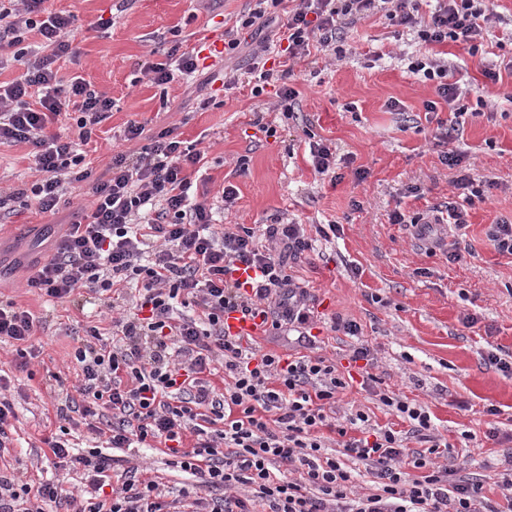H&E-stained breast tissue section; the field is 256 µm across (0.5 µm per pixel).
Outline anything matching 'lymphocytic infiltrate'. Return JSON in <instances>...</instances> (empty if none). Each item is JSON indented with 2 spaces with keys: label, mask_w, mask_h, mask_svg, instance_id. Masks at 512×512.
<instances>
[{
  "label": "lymphocytic infiltrate",
  "mask_w": 512,
  "mask_h": 512,
  "mask_svg": "<svg viewBox=\"0 0 512 512\" xmlns=\"http://www.w3.org/2000/svg\"><path fill=\"white\" fill-rule=\"evenodd\" d=\"M44 2L0 0V51L11 50L24 68L0 86V144L32 145L38 174L30 187L0 193V212L20 199L54 211L67 185L91 181L90 211L69 224L53 256L31 268L26 284L60 301L83 289L100 296L135 285L137 313L113 319L116 340L103 343L91 327L74 350L81 418L111 448L169 444L173 466L218 495L170 497L132 466L111 497L99 498L112 457L95 448L72 453L69 439L56 435L47 444L59 466L83 471L88 491L66 494L54 483L33 490L1 467L0 512H47L51 505L57 512H255L258 502L266 512H512V468L498 483L502 503L485 499L481 483L458 478L445 464L452 450L434 435L424 407L380 393V403L409 422L404 434L371 427L361 410L330 420L337 394L349 385L335 361L265 352L227 333L230 312L261 318L270 334L312 322V297L290 273L313 249L305 225L280 218L256 227L216 225L210 205L191 198L184 173L185 166L200 164V150L168 130L138 155H113L103 175L92 178L79 147L91 141L113 103L82 77L59 79L56 62L73 53L65 34L74 17ZM433 2L424 14L419 0H299L278 38L289 61L309 56L314 43L340 59L346 26L382 14L413 37L417 49L406 57L408 72L432 82L437 100L451 105L461 92L436 47L462 44L477 54L498 17L487 0ZM282 3L256 0L225 31V52L239 48L244 32L270 25ZM33 32L41 37L36 48L26 43ZM196 69L194 54L176 44L165 61L144 65L159 86ZM69 113L76 116V139L50 133V125ZM389 220L411 224L421 238L436 224L458 230L468 224L466 211L450 201L411 217L396 210ZM241 266L255 270V278L231 279L230 271ZM36 327L30 311L11 302L0 306V346L12 347L20 365L36 355ZM217 360L226 375L220 389L206 379ZM102 408L112 412L103 427L94 421ZM329 431L339 437L341 456L363 462L374 475L376 492L352 494V472L325 451ZM410 437L421 450L407 452Z\"/></svg>",
  "instance_id": "f902f5d3"
}]
</instances>
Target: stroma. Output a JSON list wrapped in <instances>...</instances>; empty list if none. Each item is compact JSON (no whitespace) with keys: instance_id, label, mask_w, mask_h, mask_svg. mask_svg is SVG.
Returning <instances> with one entry per match:
<instances>
[{"instance_id":"stroma-1","label":"stroma","mask_w":512,"mask_h":512,"mask_svg":"<svg viewBox=\"0 0 512 512\" xmlns=\"http://www.w3.org/2000/svg\"><path fill=\"white\" fill-rule=\"evenodd\" d=\"M252 0H48L52 11L73 14L68 34L75 56L57 63L62 78L82 76L115 106L87 146L85 165L100 176L113 154L138 153L153 136L169 129L197 145L204 155L201 170L187 169L197 197L207 200L221 224H268L282 217L306 225H339L329 239H318L314 252L291 273L315 295L320 319L312 333L317 341L309 355L334 358L346 365L356 343L373 351L376 388L353 384L338 396L337 411L357 406L372 423L396 430L407 424L382 406L377 391H390L428 408L437 434L453 445L462 478H478L483 493L500 501L498 473L512 453V376L486 365L488 353L512 356V257L496 253L486 238L490 224L512 216V75L489 87L483 71L512 59V0H489L503 19L494 30L493 46L469 54L464 45H448V59L469 90L459 131L450 147L461 158L449 168L434 138L439 123L451 117L446 104L425 109L436 95L429 83L406 70L394 26L376 14L344 31L348 54L336 60L312 51L292 67L287 82L299 92L294 118L275 110L274 88L253 97L247 84L224 88V77L243 73L252 62L255 41L224 54V31L249 9ZM183 50L203 51L198 70L166 85L144 74L146 59L159 62L174 43ZM144 125L141 138L128 141V122ZM275 128L267 136L260 124ZM336 148L334 173L315 172L311 138ZM31 145H0V189L29 184L35 175ZM247 156L248 166L236 160ZM365 171L357 180L356 171ZM495 183L488 198L468 208L469 225L459 239L461 261L449 262L447 248L428 253L407 224L389 215H410L460 195L453 182L463 174ZM233 185L237 199L224 206L221 192ZM417 194H409V187ZM89 182L69 185L57 210L40 212L18 202L10 216L0 217V302H14L41 320L33 343L40 356L27 370L0 363L14 389L17 421L4 461L32 485L59 482L77 490L79 474L55 466L44 440L63 421L59 410L66 392L77 383L71 354L95 326L108 333L112 313L91 295L78 302H56L25 286V264L46 259L45 237L90 209ZM356 320L360 337L332 331L330 318ZM474 317L466 325L465 317ZM61 373L64 391L51 392V373ZM498 416L486 415L488 405ZM498 427L503 442L488 439ZM113 480L129 464L174 494L214 497L197 477L168 466L157 450L132 453L112 449Z\"/></svg>"}]
</instances>
